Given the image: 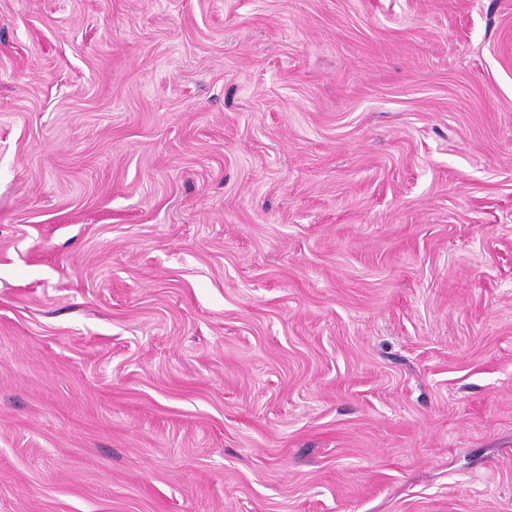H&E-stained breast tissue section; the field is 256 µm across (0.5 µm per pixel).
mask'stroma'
Masks as SVG:
<instances>
[{
  "mask_svg": "<svg viewBox=\"0 0 512 512\" xmlns=\"http://www.w3.org/2000/svg\"><path fill=\"white\" fill-rule=\"evenodd\" d=\"M0 512H512V0H0Z\"/></svg>",
  "mask_w": 512,
  "mask_h": 512,
  "instance_id": "obj_1",
  "label": "stroma"
}]
</instances>
